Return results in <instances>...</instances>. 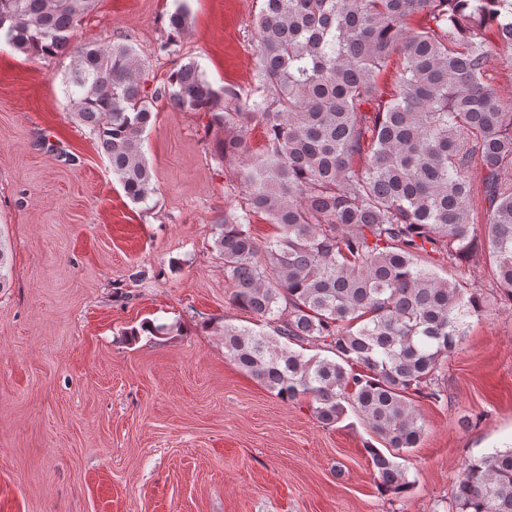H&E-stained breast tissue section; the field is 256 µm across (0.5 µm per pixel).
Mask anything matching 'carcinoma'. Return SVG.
I'll return each instance as SVG.
<instances>
[{"label":"carcinoma","mask_w":512,"mask_h":512,"mask_svg":"<svg viewBox=\"0 0 512 512\" xmlns=\"http://www.w3.org/2000/svg\"><path fill=\"white\" fill-rule=\"evenodd\" d=\"M98 2L0 0V36L30 58H70L66 97L135 204L155 192L144 133L159 102L208 118L214 155L246 188L214 248L231 304L260 325L224 324V354L324 427L359 416L384 445L367 448L380 487L407 491L400 459L424 434L413 398L446 397L442 361L484 312L476 285L432 266L475 249L481 209L512 301V109L487 81L493 48L512 50V0H264L251 101L179 56L188 0L168 14L158 50L178 60L153 88L131 43L77 42ZM415 15L426 26L410 27ZM254 125L266 144L248 161ZM254 214L274 238L250 233ZM448 512H512V449L467 462Z\"/></svg>","instance_id":"obj_1"}]
</instances>
